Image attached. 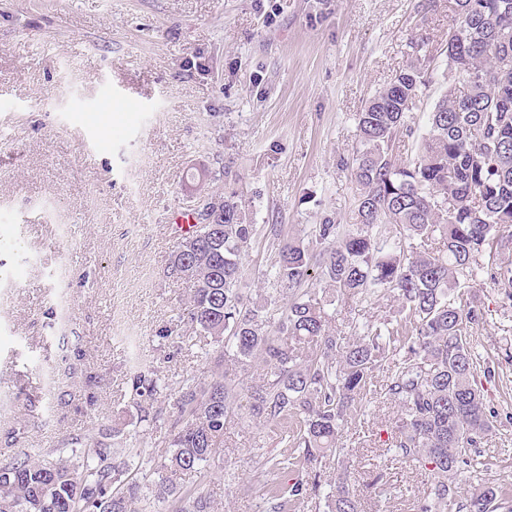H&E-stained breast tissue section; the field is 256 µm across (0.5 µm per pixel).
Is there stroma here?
I'll use <instances>...</instances> for the list:
<instances>
[{
  "label": "stroma",
  "mask_w": 512,
  "mask_h": 512,
  "mask_svg": "<svg viewBox=\"0 0 512 512\" xmlns=\"http://www.w3.org/2000/svg\"><path fill=\"white\" fill-rule=\"evenodd\" d=\"M448 0H0V455L65 440L170 454L167 427L130 401L137 372L205 379L211 337L177 325L192 285L167 272L174 212L191 176L236 192L250 222L308 232L353 221L343 166L357 114L407 65L416 43L433 82L410 112L416 151L447 70ZM272 237L246 253L243 285L272 290ZM483 320L471 340L494 431L457 481L512 489V299L488 275L470 281ZM338 335L392 318L382 293L336 296ZM398 407L376 376L347 425L350 491L361 512H420L424 472L388 451ZM280 445L251 422L228 425L224 459L181 474L212 512H263L235 491Z\"/></svg>",
  "instance_id": "obj_1"
}]
</instances>
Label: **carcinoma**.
<instances>
[{"label": "carcinoma", "instance_id": "obj_1", "mask_svg": "<svg viewBox=\"0 0 512 512\" xmlns=\"http://www.w3.org/2000/svg\"><path fill=\"white\" fill-rule=\"evenodd\" d=\"M448 9L459 25L448 32L446 61L462 85L442 89L417 154L404 160L393 155L396 137L411 130L407 114L430 83L421 59L365 104L351 159L354 223L325 219L302 240L271 225L279 244L265 276L278 288L255 299L240 283L257 225L236 193L207 194L173 255L171 272L193 285L179 321L211 337L242 370L262 365L247 386L248 418L291 452L260 455L257 472L236 491L259 496L265 512L311 500L317 464L347 455L342 428L377 371L387 374L398 405L389 450L430 477L420 512H448L454 477L475 467L477 445L492 428L469 334L481 317L459 295L461 282L481 270L480 257L512 251V0H449ZM437 235L438 250L413 244ZM317 268L344 295L383 290L396 315L363 326L353 340L336 335L325 305L303 288ZM491 280L512 297L511 263L495 265ZM130 399L152 424L172 409L166 475L146 486L136 480L152 463L144 448L124 449L119 462L96 443L67 457L29 448L0 461V512H137L135 501L149 495L172 502V512H207L204 489H185L178 476L200 473L224 453V427L239 417L226 372L203 386L171 384L150 370L134 377ZM349 481L345 470L315 508L358 512ZM459 509L512 512V499L483 482Z\"/></svg>", "mask_w": 512, "mask_h": 512}]
</instances>
